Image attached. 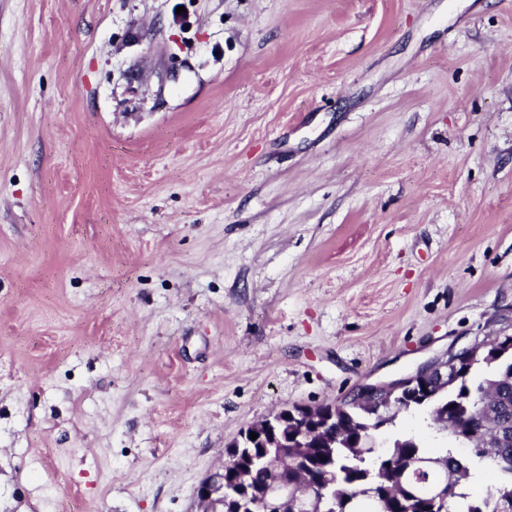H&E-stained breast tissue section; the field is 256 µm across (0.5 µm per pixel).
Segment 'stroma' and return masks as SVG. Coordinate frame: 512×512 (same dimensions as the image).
Listing matches in <instances>:
<instances>
[{
    "label": "stroma",
    "mask_w": 512,
    "mask_h": 512,
    "mask_svg": "<svg viewBox=\"0 0 512 512\" xmlns=\"http://www.w3.org/2000/svg\"><path fill=\"white\" fill-rule=\"evenodd\" d=\"M503 331L512 0H0V512H192ZM224 464L207 474L198 484L195 492V512H239L238 498L229 492L224 497Z\"/></svg>",
    "instance_id": "35a3bbf8"
}]
</instances>
